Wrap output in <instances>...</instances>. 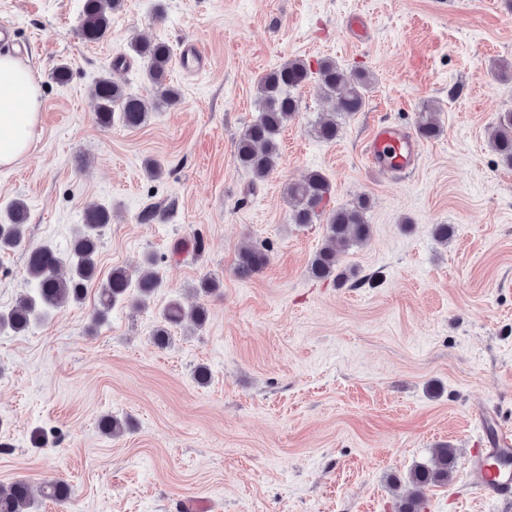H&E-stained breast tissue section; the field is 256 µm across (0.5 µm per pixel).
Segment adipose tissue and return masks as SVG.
<instances>
[{"mask_svg":"<svg viewBox=\"0 0 512 512\" xmlns=\"http://www.w3.org/2000/svg\"><path fill=\"white\" fill-rule=\"evenodd\" d=\"M40 93L30 68L0 55V168L11 167L31 148Z\"/></svg>","mask_w":512,"mask_h":512,"instance_id":"ef3b65f1","label":"adipose tissue"}]
</instances>
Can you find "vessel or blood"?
<instances>
[{
  "label": "vessel or blood",
  "mask_w": 512,
  "mask_h": 512,
  "mask_svg": "<svg viewBox=\"0 0 512 512\" xmlns=\"http://www.w3.org/2000/svg\"><path fill=\"white\" fill-rule=\"evenodd\" d=\"M183 71L206 69L208 58L197 42L186 43L179 55ZM422 145L415 135L399 124L380 123L365 148L371 170L379 174L407 170L416 165ZM466 478L473 489L494 502L512 500V428L502 425L495 429L485 447L472 449Z\"/></svg>",
  "instance_id": "obj_1"
}]
</instances>
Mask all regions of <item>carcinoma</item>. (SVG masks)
Wrapping results in <instances>:
<instances>
[{
	"instance_id": "obj_1",
	"label": "carcinoma",
	"mask_w": 512,
	"mask_h": 512,
	"mask_svg": "<svg viewBox=\"0 0 512 512\" xmlns=\"http://www.w3.org/2000/svg\"><path fill=\"white\" fill-rule=\"evenodd\" d=\"M125 0H84L80 25L82 38L87 42L101 40L108 32L110 13L122 8ZM130 48L136 56L147 62L146 78L158 94L157 107L174 105L180 99L177 88L169 83L171 50L168 45L135 37ZM315 82L324 96L334 100V112L313 127L314 136L325 142L336 140L340 126L336 116H351L364 109L372 77L362 70H346L336 61L326 59L313 71L300 59H290L262 75L257 84L259 110L256 118L244 129L236 145V158L243 169L255 178L264 180L279 166L280 150L277 140L281 130L297 114L298 99L294 91L306 83ZM97 102V120L110 126L114 120L127 129L143 126L150 114L148 104L139 96L129 93L110 77L100 78L91 88ZM417 133L430 140L441 133L434 109L421 110L417 118ZM488 144L500 161L512 168V110L500 113L488 133ZM331 194V185L319 171L310 172L302 181L285 187V195L292 205L291 220L294 224H313ZM370 201L359 197L347 206L331 211L326 223L325 245L313 256L308 271L316 280H346L338 271V255L353 245L366 243L371 236V225L366 220ZM28 207L22 201L11 204L7 218L0 220V252L24 248V267L28 292L20 295L7 310H0V333H23L33 322L49 317L53 312L85 300L90 287L98 279L97 254L102 230L110 223L111 213L106 207H96L83 212L78 232L69 248L62 252L51 245H32L26 241ZM266 250L246 248L239 253L235 274L249 279L258 274L268 263ZM161 281L146 267L137 278L123 267L112 269L108 279L97 289V305L90 313V323L96 327L106 321L112 307L131 299L144 305L152 298ZM221 288L218 279L201 278L193 291L203 297L217 293ZM209 310L200 303L186 308L180 302L168 304L162 313L163 324L154 332L153 341L158 346L170 342L169 327L186 321L197 327L206 324ZM100 430L107 436L119 437L129 429V423L113 416H104ZM455 449L442 444L432 450L429 464L415 466L409 475L413 491L402 512H419L424 491L432 486L445 485L452 477ZM42 496L60 505L70 499L68 485L60 480H50L42 487ZM39 501L31 484L16 479L0 484V512H36Z\"/></svg>"
}]
</instances>
